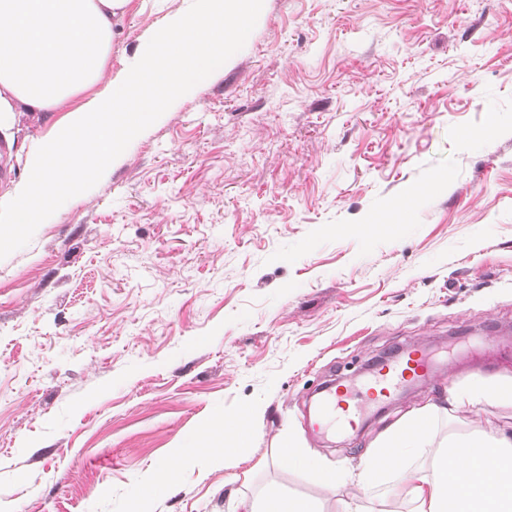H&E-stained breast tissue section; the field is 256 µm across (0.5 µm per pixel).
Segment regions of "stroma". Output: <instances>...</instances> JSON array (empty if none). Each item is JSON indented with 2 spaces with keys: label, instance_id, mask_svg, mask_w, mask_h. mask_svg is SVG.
<instances>
[{
  "label": "stroma",
  "instance_id": "1",
  "mask_svg": "<svg viewBox=\"0 0 512 512\" xmlns=\"http://www.w3.org/2000/svg\"><path fill=\"white\" fill-rule=\"evenodd\" d=\"M183 0H131L107 74ZM65 112L0 121V203ZM446 188L435 190L437 176ZM452 357L360 431L315 434L309 395L397 347ZM512 375V0H265L244 47L106 176L0 259V512H228L276 486L283 441L338 470L425 406L439 436L511 429L448 409ZM254 402L253 452L150 467ZM198 447L201 446H186L174 449L165 464L147 474L148 486L156 487L169 483L179 469L198 454Z\"/></svg>",
  "mask_w": 512,
  "mask_h": 512
}]
</instances>
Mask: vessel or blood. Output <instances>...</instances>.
I'll return each mask as SVG.
<instances>
[{
	"label": "vessel or blood",
	"instance_id": "obj_1",
	"mask_svg": "<svg viewBox=\"0 0 512 512\" xmlns=\"http://www.w3.org/2000/svg\"><path fill=\"white\" fill-rule=\"evenodd\" d=\"M434 364L426 349L417 347L384 363L360 387L346 383L327 389L319 398L317 429L349 431L364 417L366 405L395 399L410 384L429 378Z\"/></svg>",
	"mask_w": 512,
	"mask_h": 512
}]
</instances>
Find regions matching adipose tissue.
Here are the masks:
<instances>
[{
  "label": "adipose tissue",
  "instance_id": "ef3b65f1",
  "mask_svg": "<svg viewBox=\"0 0 512 512\" xmlns=\"http://www.w3.org/2000/svg\"><path fill=\"white\" fill-rule=\"evenodd\" d=\"M131 0H0V115L31 107L53 112L99 84L112 48V28ZM452 406L488 403L512 407V377L482 378L454 394ZM260 407L209 422L206 441L225 459L242 458L250 447ZM465 456H456V449ZM277 464L313 475L325 489L336 473L318 454L282 444ZM466 483H458L459 471ZM352 482L378 488L377 498L352 496L337 512H512V431L482 430L437 440L434 416L416 412L389 427L361 456ZM236 512H320L307 497L270 487L259 496H235Z\"/></svg>",
  "mask_w": 512,
  "mask_h": 512
}]
</instances>
